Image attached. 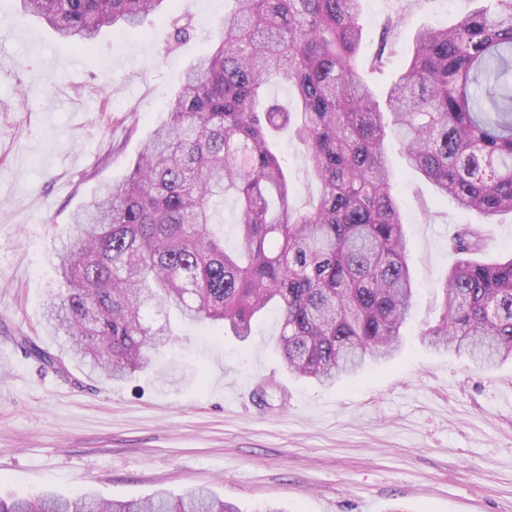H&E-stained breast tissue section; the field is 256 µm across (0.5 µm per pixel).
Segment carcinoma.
Returning <instances> with one entry per match:
<instances>
[{"label": "carcinoma", "mask_w": 512, "mask_h": 512, "mask_svg": "<svg viewBox=\"0 0 512 512\" xmlns=\"http://www.w3.org/2000/svg\"><path fill=\"white\" fill-rule=\"evenodd\" d=\"M173 0H22L62 39L93 48L102 30L135 35ZM211 52L165 98L167 119L126 176L73 214L56 252L62 288L45 307L54 353L12 340L45 367L76 362L119 382L176 339L152 309L217 322L240 342L256 315L281 311L277 349L288 372L321 384L394 356L415 305L396 176L387 145L438 198L480 224L450 241L460 255L439 286L441 314L423 333L438 350L492 367L512 359V257L483 262L484 225L512 212V0H466L446 27L425 26L379 101L363 79L362 0H228ZM387 17L368 70L396 56ZM287 83L290 111L265 96ZM305 147L320 193L290 204L274 134ZM234 197L239 246L214 230L212 204ZM0 512H239L209 491L145 500L0 496Z\"/></svg>", "instance_id": "carcinoma-1"}]
</instances>
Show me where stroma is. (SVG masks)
Here are the masks:
<instances>
[{
    "mask_svg": "<svg viewBox=\"0 0 512 512\" xmlns=\"http://www.w3.org/2000/svg\"><path fill=\"white\" fill-rule=\"evenodd\" d=\"M225 6L177 0L143 34L107 29L82 52L20 0H0V494L131 500L205 488L240 512H512V362L480 370L422 340L457 260L449 239L481 217L438 202L398 145L386 161L418 295L395 358L331 386L296 379L272 310L245 345L211 323L177 325L179 341L154 355L157 371L122 382L55 372L11 343L22 331L56 349L42 327L58 286L54 249L72 213L128 172ZM465 7L364 0L361 55L373 54L393 9L405 18V56L417 29L448 25ZM279 146L292 205L313 204L302 144L285 132Z\"/></svg>",
    "mask_w": 512,
    "mask_h": 512,
    "instance_id": "stroma-1",
    "label": "stroma"
}]
</instances>
